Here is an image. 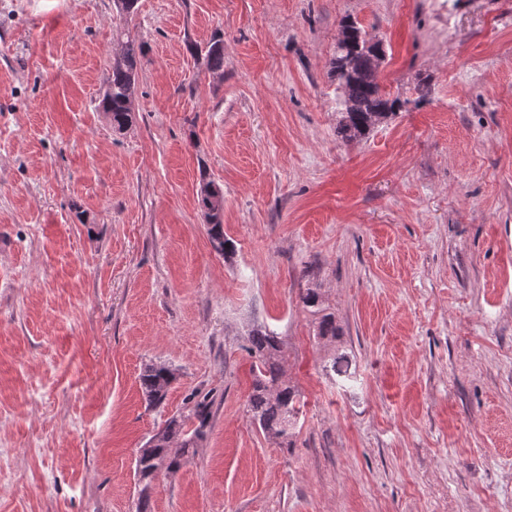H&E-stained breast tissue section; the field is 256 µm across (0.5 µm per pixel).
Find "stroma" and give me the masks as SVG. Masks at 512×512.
I'll return each instance as SVG.
<instances>
[{"label": "stroma", "instance_id": "1", "mask_svg": "<svg viewBox=\"0 0 512 512\" xmlns=\"http://www.w3.org/2000/svg\"><path fill=\"white\" fill-rule=\"evenodd\" d=\"M348 17L409 101L351 142ZM120 31L146 47L122 131ZM217 32L220 75L194 52ZM257 326L304 398L289 448L248 413ZM205 397L149 512H512V0H0V512H137L139 448ZM200 205L204 209L206 231L213 248L224 254L233 246L224 237V195L214 181L203 184L200 191ZM174 378L172 369L164 364H149L140 376L141 387L152 404H160L165 399ZM211 417V402L207 397L202 398L195 402L187 414L168 419L151 438L157 439L154 448L158 455L168 461L169 474L179 471L189 456L190 449L196 448L198 442L203 440Z\"/></svg>", "mask_w": 512, "mask_h": 512}]
</instances>
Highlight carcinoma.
Segmentation results:
<instances>
[{"instance_id": "1", "label": "carcinoma", "mask_w": 512, "mask_h": 512, "mask_svg": "<svg viewBox=\"0 0 512 512\" xmlns=\"http://www.w3.org/2000/svg\"><path fill=\"white\" fill-rule=\"evenodd\" d=\"M145 50L133 39L124 42L122 51L112 58L111 74L107 80L100 106L112 126L118 131L133 121V98L138 69ZM385 56L381 43L367 38L358 22L344 19L340 24L336 44V57L331 72L342 91L344 111L340 113L336 133L345 141L366 138L375 127L387 121L407 104L398 96L384 92L378 81V60ZM202 58L207 70H224V46L215 37L204 47ZM200 205L204 209L206 231L213 248L223 254L232 248L224 237V195L220 187L209 181L200 191ZM307 308L321 314L318 337L329 342L339 338L340 329L333 314L322 313V294L318 288H307L301 295ZM248 352L254 358L252 393L249 396L251 419L268 437L280 445L291 446L300 415V394L286 380L283 368L284 355L279 338L270 331L254 330L248 337ZM353 359L336 350L331 360V370L343 381H354L351 372ZM174 378L172 369L164 364H149L140 376L141 387L152 404L165 399ZM212 417L211 402L202 398L186 414L168 419L154 435L156 452L168 461L169 473L174 474L183 466L190 449L203 440ZM152 465L148 459L136 460V471L142 483L140 512H147V491Z\"/></svg>"}]
</instances>
